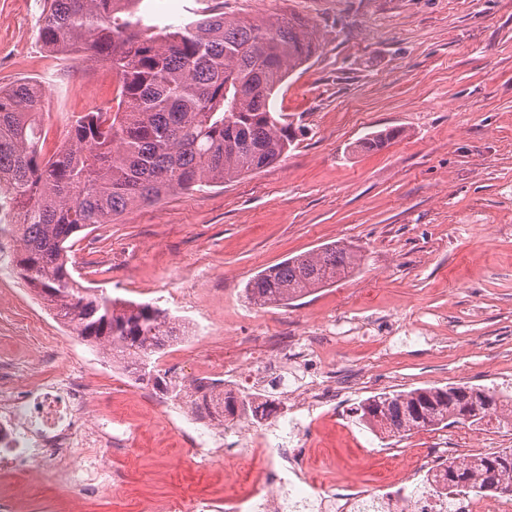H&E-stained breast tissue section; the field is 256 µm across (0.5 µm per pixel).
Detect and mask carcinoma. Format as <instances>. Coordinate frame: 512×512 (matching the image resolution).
Listing matches in <instances>:
<instances>
[{
    "label": "carcinoma",
    "instance_id": "1",
    "mask_svg": "<svg viewBox=\"0 0 512 512\" xmlns=\"http://www.w3.org/2000/svg\"><path fill=\"white\" fill-rule=\"evenodd\" d=\"M143 0H46L38 38L75 63L106 64L118 78L117 110L99 108L66 126L45 152L42 88L33 80L0 90V207L18 211L19 275L54 315L113 361L156 386L152 357L182 325L151 302L92 292L72 275L74 238L177 191L221 185L288 152L295 132L272 98L320 46L317 27L295 14L271 20L208 7L188 22L164 23L139 11ZM367 134L359 147L381 150L399 137ZM338 242L258 272L247 284L253 304L286 306L336 283L361 264ZM381 393L359 405L360 420L390 437L496 419L512 424V396L471 387ZM448 490L512 491V448L450 461Z\"/></svg>",
    "mask_w": 512,
    "mask_h": 512
}]
</instances>
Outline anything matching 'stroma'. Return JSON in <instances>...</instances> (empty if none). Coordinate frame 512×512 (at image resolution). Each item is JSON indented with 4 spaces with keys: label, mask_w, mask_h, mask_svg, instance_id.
Listing matches in <instances>:
<instances>
[{
    "label": "stroma",
    "mask_w": 512,
    "mask_h": 512,
    "mask_svg": "<svg viewBox=\"0 0 512 512\" xmlns=\"http://www.w3.org/2000/svg\"><path fill=\"white\" fill-rule=\"evenodd\" d=\"M252 19L295 13L321 46L273 99L299 132L268 167L128 211L77 241L69 257L84 285L153 302L189 324L155 362L166 389L130 383L106 348L55 318L5 252L0 267V362L37 388L82 370L91 420L121 439L95 449L112 485L85 491L54 471L0 468V498L17 512H232L223 457L188 447L179 429L196 367L232 369L269 336H323L311 366L288 363L289 384L360 368L357 394L333 411L282 406L301 422L292 441L328 473L355 472L372 493L367 452L416 450L435 432L387 437L357 420L361 401L429 386L512 394V0H208ZM43 0H0V87L38 80L54 151L64 116L114 102L115 73L92 85L38 39ZM401 129L378 152L373 131ZM498 236L481 243L482 225ZM339 242L362 261L349 277L289 306L257 308L247 283L288 257ZM464 448L512 445V427H452Z\"/></svg>",
    "instance_id": "stroma-1"
}]
</instances>
